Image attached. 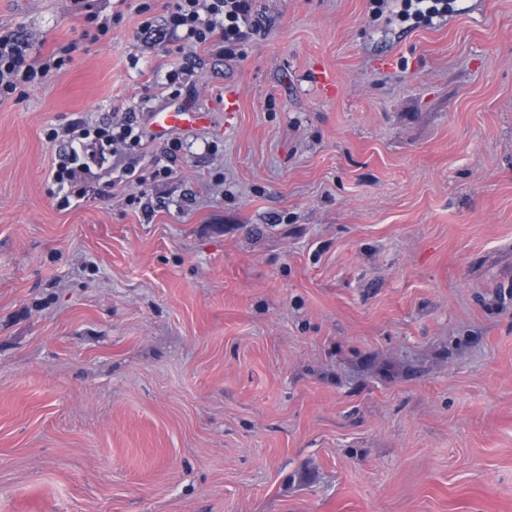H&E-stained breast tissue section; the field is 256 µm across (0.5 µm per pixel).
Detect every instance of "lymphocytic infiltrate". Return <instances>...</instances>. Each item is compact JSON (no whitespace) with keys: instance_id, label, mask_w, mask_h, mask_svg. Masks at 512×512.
Returning a JSON list of instances; mask_svg holds the SVG:
<instances>
[{"instance_id":"obj_1","label":"lymphocytic infiltrate","mask_w":512,"mask_h":512,"mask_svg":"<svg viewBox=\"0 0 512 512\" xmlns=\"http://www.w3.org/2000/svg\"><path fill=\"white\" fill-rule=\"evenodd\" d=\"M164 8L168 31L181 33L184 44L196 50L218 46L224 53L235 54L248 44L257 26L253 0H166ZM64 63L60 56H30L29 45L23 38L0 30V103L22 99L29 87L45 81ZM47 138L63 145L51 171L50 194L57 207L66 208L71 197L87 195L83 179L90 167H104L118 153L143 149L149 136L139 115L129 109L113 113L107 121L74 117L50 128ZM180 149V142L175 141L162 157L154 160L151 168L119 169L112 178L113 185H138L139 193L128 195L127 202L151 211L145 188L171 177Z\"/></svg>"}]
</instances>
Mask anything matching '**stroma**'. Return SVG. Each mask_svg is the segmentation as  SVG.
Returning a JSON list of instances; mask_svg holds the SVG:
<instances>
[{
    "mask_svg": "<svg viewBox=\"0 0 512 512\" xmlns=\"http://www.w3.org/2000/svg\"><path fill=\"white\" fill-rule=\"evenodd\" d=\"M139 2L0 0L71 50L0 103V512H512V0H256L241 56ZM190 57L209 124L112 159L182 141L152 214L58 208L46 129ZM416 6L412 14H409L407 11L412 7ZM441 5V7H438ZM405 13L404 16L406 19L412 15L418 22L426 21L429 17L434 14L439 13L440 11L448 10V1L447 0H408L405 2Z\"/></svg>",
    "mask_w": 512,
    "mask_h": 512,
    "instance_id": "1",
    "label": "stroma"
}]
</instances>
